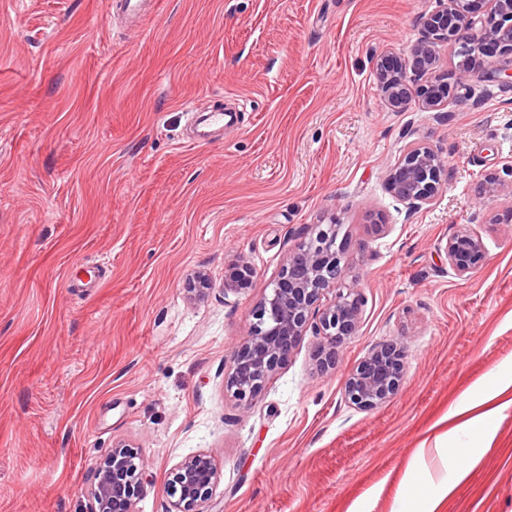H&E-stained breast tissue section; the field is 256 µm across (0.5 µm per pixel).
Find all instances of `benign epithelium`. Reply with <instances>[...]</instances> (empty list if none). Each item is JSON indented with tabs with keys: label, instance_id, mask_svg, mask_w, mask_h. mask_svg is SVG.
Wrapping results in <instances>:
<instances>
[{
	"label": "benign epithelium",
	"instance_id": "benign-epithelium-1",
	"mask_svg": "<svg viewBox=\"0 0 512 512\" xmlns=\"http://www.w3.org/2000/svg\"><path fill=\"white\" fill-rule=\"evenodd\" d=\"M477 0H439L438 9L421 19L422 39L406 54H393L377 65L376 78L381 93L393 107L418 98L425 107L442 110L448 106L450 87L443 79L416 87L412 83L436 65L435 46L446 43L460 61L453 76L467 84L475 77L470 60L512 57V40L502 33L512 31V0H485L488 9L478 15ZM446 162L431 146L411 145L387 178L388 192L413 214L429 203L446 185ZM448 263L464 275L484 258L481 238L464 224L448 240ZM344 243L338 241L337 225L314 224L286 258L272 283L251 311L246 335L233 353L225 373L227 391L240 403L250 405L261 394L267 378L282 367L305 336L309 327L327 338L315 357L320 368L336 362V345L356 334L362 297L357 282L344 280L341 265ZM254 269L245 257L237 260V271L224 281V290L247 285ZM333 299L312 323L317 303L327 294ZM401 352L394 343L375 348L357 366L344 384L346 398L360 408H372L399 388L402 379ZM146 464L138 450L118 442L94 466L90 496L94 512H135L143 489ZM217 479L213 456L200 452L182 461L168 483L171 498L168 512H199L197 506L212 493Z\"/></svg>",
	"mask_w": 512,
	"mask_h": 512
}]
</instances>
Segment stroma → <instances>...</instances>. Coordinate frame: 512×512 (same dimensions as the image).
<instances>
[{
  "instance_id": "1",
  "label": "stroma",
  "mask_w": 512,
  "mask_h": 512,
  "mask_svg": "<svg viewBox=\"0 0 512 512\" xmlns=\"http://www.w3.org/2000/svg\"><path fill=\"white\" fill-rule=\"evenodd\" d=\"M437 7L161 0L125 24L111 0H0V512H92L119 440L146 462L136 512H167L200 452L218 469L200 512H425L403 490L454 469L449 408L512 378V87L475 79L437 112L377 85ZM224 103L237 125L196 143L191 108ZM416 141L449 186L410 216L386 177ZM312 224L339 227L357 334L322 371L307 331L240 404L231 356ZM464 224L485 260L462 276ZM241 254L252 285L223 292ZM199 272L214 288L192 300ZM389 342L400 387L358 408L344 382ZM484 446L437 512H512V406ZM446 250L448 262L462 275L476 267L484 258L482 240L467 224L462 225L448 240Z\"/></svg>"
}]
</instances>
